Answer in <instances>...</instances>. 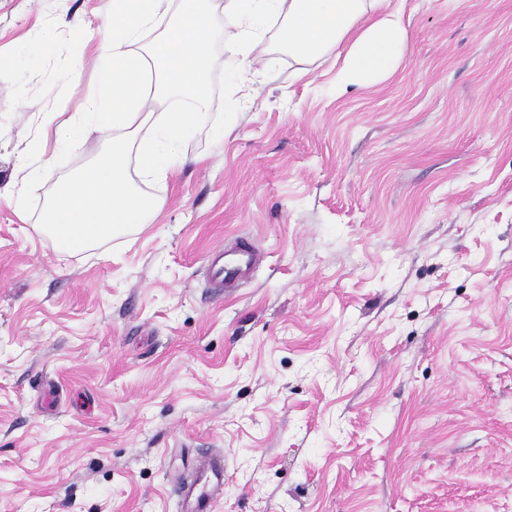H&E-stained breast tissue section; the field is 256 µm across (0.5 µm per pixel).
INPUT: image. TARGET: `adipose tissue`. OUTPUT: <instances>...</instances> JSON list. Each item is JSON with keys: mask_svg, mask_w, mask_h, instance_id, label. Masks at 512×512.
Listing matches in <instances>:
<instances>
[{"mask_svg": "<svg viewBox=\"0 0 512 512\" xmlns=\"http://www.w3.org/2000/svg\"><path fill=\"white\" fill-rule=\"evenodd\" d=\"M169 0H112L110 37L96 42L85 22L71 28L72 40L95 52L94 88L80 111L54 112L35 144L36 178L54 151L76 146L90 129H111L106 154L60 184L46 209L41 229L63 250L83 251L112 234L147 223L152 202L133 186L129 158L143 176L160 178L184 164L185 143L196 135L210 110L211 10L207 0H181L168 20ZM389 0H222L221 10L236 29L232 53L233 90L251 66L265 19L285 14V43L300 60L318 59L335 49L344 52L339 88L390 74L399 63L406 29ZM159 35L143 42L145 28ZM164 112H156L157 104Z\"/></svg>", "mask_w": 512, "mask_h": 512, "instance_id": "ef3b65f1", "label": "adipose tissue"}]
</instances>
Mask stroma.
<instances>
[{
  "label": "stroma",
  "mask_w": 512,
  "mask_h": 512,
  "mask_svg": "<svg viewBox=\"0 0 512 512\" xmlns=\"http://www.w3.org/2000/svg\"><path fill=\"white\" fill-rule=\"evenodd\" d=\"M389 77L336 89L270 19L151 223L80 253L40 218L112 139L36 180L22 154L91 91L35 40L111 0H0V512H179L178 475L224 457L215 512H512V0H391ZM242 239L233 294L205 279ZM231 252L236 258L229 260L226 250H213L206 270L208 282L227 295L241 285L261 259V254L256 249L245 244L237 245Z\"/></svg>",
  "instance_id": "obj_1"
}]
</instances>
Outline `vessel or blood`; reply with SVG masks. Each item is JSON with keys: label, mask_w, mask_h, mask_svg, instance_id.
Here are the masks:
<instances>
[{"label": "vessel or blood", "mask_w": 512, "mask_h": 512, "mask_svg": "<svg viewBox=\"0 0 512 512\" xmlns=\"http://www.w3.org/2000/svg\"><path fill=\"white\" fill-rule=\"evenodd\" d=\"M260 259L256 249L244 244L236 246L230 253L223 249L213 250L206 270L207 280L224 293H232ZM223 491L224 462L213 454L200 457L177 488L182 512H213V505Z\"/></svg>", "instance_id": "b4317fda"}]
</instances>
